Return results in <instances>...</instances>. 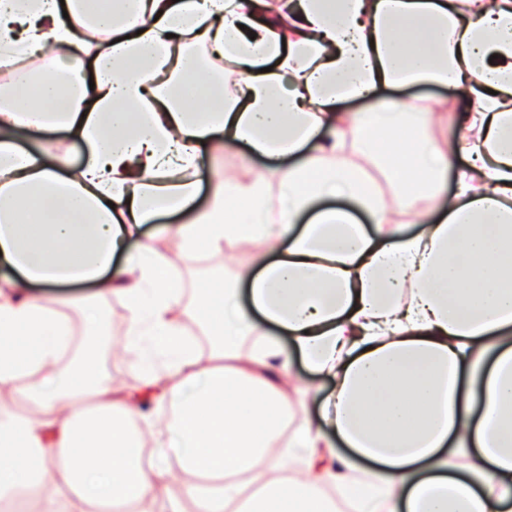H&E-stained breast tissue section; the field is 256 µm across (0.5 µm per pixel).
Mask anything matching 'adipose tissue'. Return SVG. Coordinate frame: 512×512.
I'll return each mask as SVG.
<instances>
[{
	"label": "adipose tissue",
	"instance_id": "ef3b65f1",
	"mask_svg": "<svg viewBox=\"0 0 512 512\" xmlns=\"http://www.w3.org/2000/svg\"><path fill=\"white\" fill-rule=\"evenodd\" d=\"M193 44L224 60L221 107L165 91L180 72L213 85ZM21 60L29 92L0 83V385L29 386L24 407L0 405V500L183 512L154 494L176 468L197 512H512V0H0V67ZM419 83L448 94L412 124L387 93ZM460 99L452 145L441 111ZM57 130L83 164L20 146ZM401 134L398 167L377 147ZM224 142L270 167L214 181L204 211L167 225L177 255L136 240L191 204L203 144ZM374 167L407 168L412 188L383 195ZM328 197L370 225L319 208ZM421 201L434 219L408 234ZM240 244L275 258L248 290L183 305L176 257ZM79 283L99 300L65 362L72 301L31 290ZM110 295L165 422L144 423L99 371ZM199 314L206 360L185 325ZM297 358L335 382L319 417L285 388ZM296 462L305 479L287 476Z\"/></svg>",
	"mask_w": 512,
	"mask_h": 512
}]
</instances>
